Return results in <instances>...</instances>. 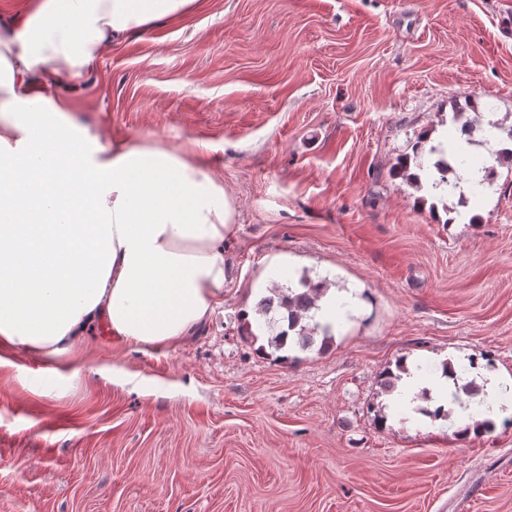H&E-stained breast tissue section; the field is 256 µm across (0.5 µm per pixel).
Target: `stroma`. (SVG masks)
<instances>
[{
    "mask_svg": "<svg viewBox=\"0 0 512 512\" xmlns=\"http://www.w3.org/2000/svg\"><path fill=\"white\" fill-rule=\"evenodd\" d=\"M103 137L200 151L236 200L224 295L178 343L106 335L56 379L0 352V512H512V425L390 410L396 360L512 378V166L470 196L393 178L455 108L512 117V0H198L48 77ZM287 259L365 300L281 361L243 318Z\"/></svg>",
    "mask_w": 512,
    "mask_h": 512,
    "instance_id": "35a3bbf8",
    "label": "stroma"
}]
</instances>
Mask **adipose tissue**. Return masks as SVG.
Wrapping results in <instances>:
<instances>
[{"instance_id": "adipose-tissue-1", "label": "adipose tissue", "mask_w": 512, "mask_h": 512, "mask_svg": "<svg viewBox=\"0 0 512 512\" xmlns=\"http://www.w3.org/2000/svg\"><path fill=\"white\" fill-rule=\"evenodd\" d=\"M196 0H31L0 20V349L53 374L105 326L111 342L162 347L204 323L224 292L236 201L196 153L100 137L47 94L45 71L81 75L114 40L176 21ZM391 395L406 416L450 410L465 438L503 415L502 379L471 368L478 397L412 360Z\"/></svg>"}]
</instances>
